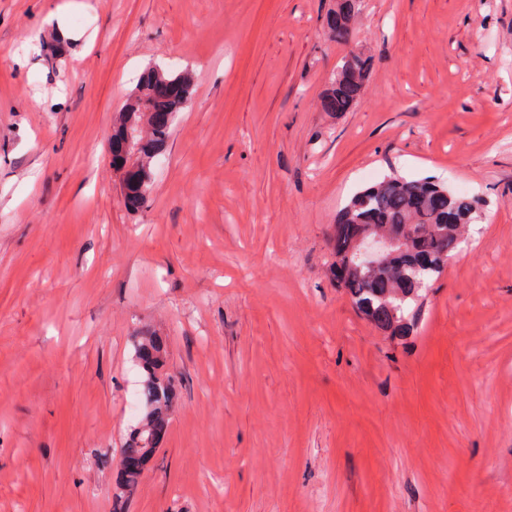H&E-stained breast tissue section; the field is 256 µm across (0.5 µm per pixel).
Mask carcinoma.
Segmentation results:
<instances>
[{"label": "carcinoma", "mask_w": 512, "mask_h": 512, "mask_svg": "<svg viewBox=\"0 0 512 512\" xmlns=\"http://www.w3.org/2000/svg\"><path fill=\"white\" fill-rule=\"evenodd\" d=\"M329 30L330 37L338 43L351 39V23L343 16L331 17ZM356 67L360 72L358 82H331L321 101L323 111L348 112L357 103L369 68L368 59L358 58ZM160 84L174 86L177 95L150 97V90ZM190 87L191 76L187 73L149 67L140 77L136 94L113 117L112 167L121 174L124 205L131 211L143 208L151 199L155 158L169 140L173 118L182 109ZM443 191L445 187L432 179L408 180L393 174L355 194L339 216L341 232L334 241L336 256L343 258L355 255L353 236L359 224H378L402 237L406 226H411L405 266L397 269L392 261L373 269L362 268L336 283L366 320L393 336L403 337L418 325L432 286L448 261L463 250L468 226L480 211L478 198L445 195ZM134 349L144 376L143 409L129 433L123 457L145 464L167 434L174 384L165 371L168 351L162 337L138 336ZM141 474L140 468H120L115 512H120L123 503L134 495Z\"/></svg>", "instance_id": "obj_1"}]
</instances>
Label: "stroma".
Returning a JSON list of instances; mask_svg holds the SVG:
<instances>
[{
	"instance_id": "35a3bbf8",
	"label": "stroma",
	"mask_w": 512,
	"mask_h": 512,
	"mask_svg": "<svg viewBox=\"0 0 512 512\" xmlns=\"http://www.w3.org/2000/svg\"><path fill=\"white\" fill-rule=\"evenodd\" d=\"M335 4L0 0V512H112L148 331L175 399L127 512H512V0H359L332 115ZM149 66L192 96L131 212ZM393 173L486 201L403 342L330 276ZM356 67L360 72V78L357 83L336 84V76L331 82V86L321 101L324 112H347L350 111L361 97V87L364 78H366L369 68V61L364 55L358 58ZM160 84L173 85L177 95L165 98L171 94L170 89L166 86L154 88ZM190 87L191 76L187 73L149 67L141 75L124 110L114 115L112 167L121 174L122 196L128 210L137 211L150 201L155 182V158L169 140L175 114L182 109V103L184 106L188 103L183 99L188 98ZM150 90L152 97L160 98L150 97ZM129 136L137 148L126 153L124 147Z\"/></svg>"
}]
</instances>
